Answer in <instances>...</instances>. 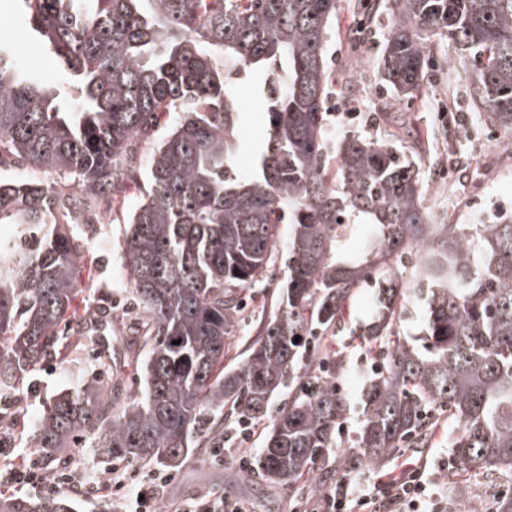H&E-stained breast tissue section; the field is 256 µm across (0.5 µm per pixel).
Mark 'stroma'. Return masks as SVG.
<instances>
[{"label":"stroma","instance_id":"stroma-1","mask_svg":"<svg viewBox=\"0 0 512 512\" xmlns=\"http://www.w3.org/2000/svg\"><path fill=\"white\" fill-rule=\"evenodd\" d=\"M371 0H336L335 28L326 48L327 65L333 75L334 93L326 104L333 114L334 138L353 134L368 138L401 141L416 151L422 175L424 204L437 224H484L496 211L512 212V131L491 128L471 100L463 70L447 39L430 41V63L421 90L410 99H395L384 89L378 73L381 47L390 28L385 10L367 11ZM0 41L20 46L22 66L41 83L62 88L68 85L66 66L34 38L18 0H0ZM256 75L243 74L232 91L241 102L246 121L242 137L246 142L237 160V170L248 175L253 169V143L265 123L262 107L255 97ZM143 181L130 183L125 202L113 203L111 220L99 225L91 246L83 257L86 273L94 282L90 299L93 308L105 309L118 335L132 337L143 332L145 320L132 300L129 277L121 264L124 219L143 197ZM284 275L283 263L271 267L265 287L253 289L240 329L226 342L224 364L239 365L248 346L257 339L263 315L276 303L277 286ZM327 343L338 351L344 367L338 386L349 401L343 417L344 432L338 433L326 455L316 461L298 488L267 487L253 469L239 466L236 440L224 444V460H211V435L199 433L193 457L178 470L160 491L156 512H181L204 492L221 493L241 501L249 512H293L300 507L302 490L319 478L323 468L353 446L360 428V394L371 368L367 347L355 336H331ZM93 364L90 355L75 362H49L26 377L20 392L10 397V405L20 407V432L12 444L20 456L36 455L26 445L45 406L54 395L82 384ZM456 426L440 420L424 445L403 448L380 465L362 464L352 470L360 480H388L419 466L448 499V512H496L497 503L512 496V482L491 473L464 472L459 467L441 469L451 458ZM467 485V496L458 488Z\"/></svg>","mask_w":512,"mask_h":512}]
</instances>
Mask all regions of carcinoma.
<instances>
[{
    "label": "carcinoma",
    "mask_w": 512,
    "mask_h": 512,
    "mask_svg": "<svg viewBox=\"0 0 512 512\" xmlns=\"http://www.w3.org/2000/svg\"><path fill=\"white\" fill-rule=\"evenodd\" d=\"M34 31L62 58L73 91L43 86L0 43V157L44 180L0 179V396L47 360L71 361L78 336L100 372L45 410L30 443L49 462L84 440L105 457L179 469L196 433L260 419L275 396L257 465L270 486L292 487L326 454L347 410L342 360L295 336L349 331L374 362L361 394L355 451L314 489L325 495L368 461L422 444L444 415L461 469L512 480V216L489 224H431L420 170L384 140L331 136L326 44L336 0H21ZM148 4L143 8L142 4ZM381 83L401 99L420 88L427 41L445 34L471 94L493 127H512V0H390ZM260 77L268 124L251 174L240 176L244 112L235 76ZM174 113L146 166L138 145L157 115ZM336 169H331V161ZM147 185L127 224L121 263L149 328L141 396L112 379L110 325L79 312L82 258L100 198ZM288 262L274 309L239 366L224 345L245 293L267 277L280 225ZM362 245L349 251V238ZM418 253L402 283L401 260ZM376 315L347 328L356 289ZM421 301L420 337L397 322ZM0 512H76L67 496L0 497Z\"/></svg>",
    "instance_id": "1"
}]
</instances>
